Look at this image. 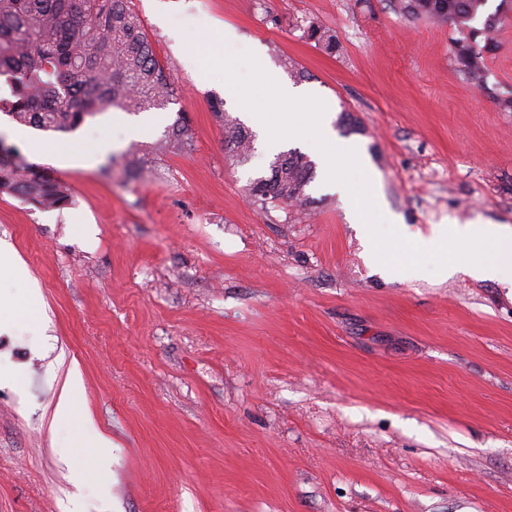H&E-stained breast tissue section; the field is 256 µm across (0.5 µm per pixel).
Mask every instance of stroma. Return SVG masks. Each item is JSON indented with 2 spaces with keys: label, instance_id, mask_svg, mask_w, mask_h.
<instances>
[{
  "label": "stroma",
  "instance_id": "1",
  "mask_svg": "<svg viewBox=\"0 0 512 512\" xmlns=\"http://www.w3.org/2000/svg\"><path fill=\"white\" fill-rule=\"evenodd\" d=\"M178 88L165 109L111 108L72 133L0 114V138L73 203L0 194V242L31 281L0 274V512H512V298L427 269L381 277L316 161L305 203L248 185L275 153L229 160L209 100L245 109L205 52L252 53L277 78L358 118V143L404 236L433 224L512 225V22L487 91L457 72L453 26L392 0H132ZM337 47L308 40L309 22ZM303 76L295 78L288 64ZM193 139L162 147L177 112ZM100 140L109 153L88 155ZM146 157L153 182L118 156ZM42 297L29 303L30 287ZM76 366V423L52 379ZM112 443L62 462L81 419ZM91 445L92 446L89 447L79 446L76 441L68 439L57 442L56 449L61 457L66 458L65 454L70 452L71 448H96V451L100 456V463L102 466H105L108 461L107 449L111 447L109 440L102 435H98L93 438Z\"/></svg>",
  "mask_w": 512,
  "mask_h": 512
}]
</instances>
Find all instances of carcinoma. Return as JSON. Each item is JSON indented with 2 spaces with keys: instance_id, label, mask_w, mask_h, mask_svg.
<instances>
[{
  "instance_id": "1",
  "label": "carcinoma",
  "mask_w": 512,
  "mask_h": 512,
  "mask_svg": "<svg viewBox=\"0 0 512 512\" xmlns=\"http://www.w3.org/2000/svg\"><path fill=\"white\" fill-rule=\"evenodd\" d=\"M487 2L396 0L395 11L454 26L457 69L486 90V59L497 48V31L512 20V0H500L483 28L471 26ZM304 33L328 50L336 48L335 36L318 24L310 23ZM2 77L10 95L0 98V111L20 124L53 132L73 131L111 106L130 112L164 109L178 93L132 0H0ZM211 108L224 128L225 149L234 161H247L253 152L251 132L226 115L223 99L215 98ZM165 137L169 143L189 144L192 129L185 115H178ZM314 174V164L303 154L280 153L248 191L264 203L302 202ZM0 192L57 208L71 202L66 185L46 177L1 139Z\"/></svg>"
}]
</instances>
